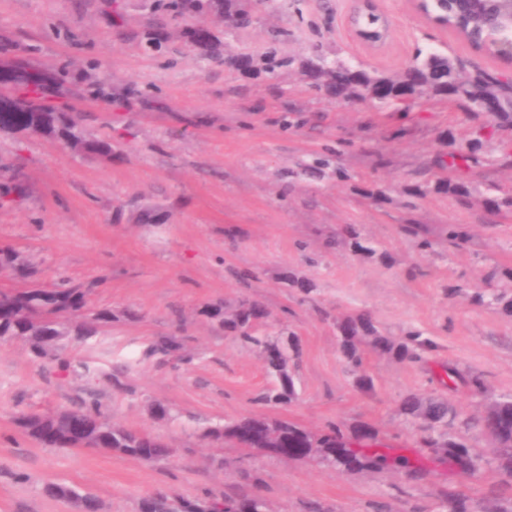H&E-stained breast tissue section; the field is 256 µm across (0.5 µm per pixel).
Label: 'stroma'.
<instances>
[{
  "label": "stroma",
  "instance_id": "35a3bbf8",
  "mask_svg": "<svg viewBox=\"0 0 512 512\" xmlns=\"http://www.w3.org/2000/svg\"><path fill=\"white\" fill-rule=\"evenodd\" d=\"M155 0H0V64L24 60L58 75L55 104L75 113L84 137L112 142L111 158L85 154L30 133H0V174L21 166L27 196L0 207V248L27 256L28 285L60 279L92 284L86 308L112 310L97 336L38 359L20 340L0 342V512H74L48 496L51 483L91 493L99 512H139L143 499L259 495L273 512H435L458 490L478 501L512 499V477L488 466L472 477L443 465L423 475L328 468L312 458H276L201 428L249 414L287 419L317 433L370 426L388 447L416 438L400 412L407 394L438 395L478 416L512 396V316L477 305L488 274L512 270V212L490 216L448 195L407 199L404 186L446 178L437 164L490 125L484 114L437 99L408 112L373 101L336 100L299 69L316 55L398 74L431 49L468 68L504 69L445 29L429 25L413 0H378L390 36L372 48L353 34L354 0H266L246 29L209 17L213 40L261 58L272 31L285 67L253 76L229 70L188 44V22L169 24L157 51L143 48ZM470 180L512 197V128L494 130ZM325 161L315 171L317 161ZM352 224L376 254L338 243ZM466 242L438 241L419 252L405 227ZM309 280L311 293L289 287ZM267 307L265 336L288 332L302 353L297 396L267 406L263 357L202 315L241 299ZM133 317H125V310ZM370 313L399 337L414 328L436 351L398 361L364 350L375 383L360 391L339 351L337 319ZM178 359L144 357L161 337ZM482 377V393L447 387L445 367ZM97 398L112 423L151 434L172 449L157 463L96 449L46 448L17 419ZM162 403L170 418L154 416Z\"/></svg>",
  "mask_w": 512,
  "mask_h": 512
}]
</instances>
